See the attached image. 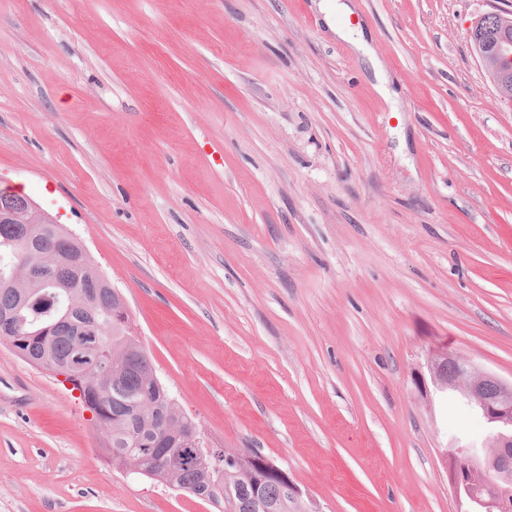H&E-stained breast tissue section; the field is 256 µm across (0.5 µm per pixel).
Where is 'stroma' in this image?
Wrapping results in <instances>:
<instances>
[{
  "label": "stroma",
  "mask_w": 512,
  "mask_h": 512,
  "mask_svg": "<svg viewBox=\"0 0 512 512\" xmlns=\"http://www.w3.org/2000/svg\"><path fill=\"white\" fill-rule=\"evenodd\" d=\"M0 0V184L86 247L204 447L301 512H459L489 443L447 352L512 380V105L469 32L512 0ZM384 76L394 95L375 89ZM0 512H218L113 466L0 340Z\"/></svg>",
  "instance_id": "35a3bbf8"
}]
</instances>
